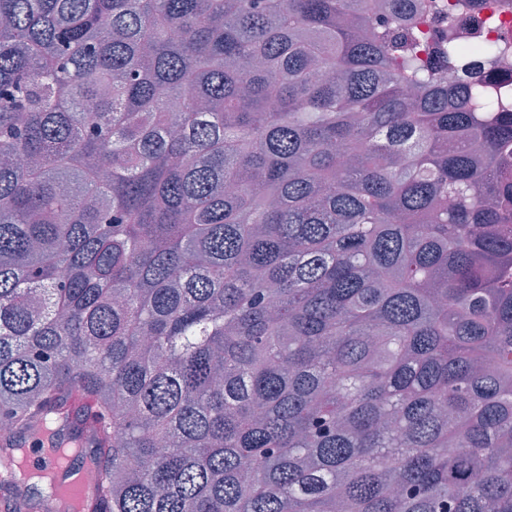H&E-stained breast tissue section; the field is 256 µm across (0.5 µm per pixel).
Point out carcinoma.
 <instances>
[{
	"mask_svg": "<svg viewBox=\"0 0 512 512\" xmlns=\"http://www.w3.org/2000/svg\"><path fill=\"white\" fill-rule=\"evenodd\" d=\"M413 2L0 0V431L91 400L104 512H512L502 46ZM457 0H420L418 14L423 20L421 30L429 38L448 36V10Z\"/></svg>",
	"mask_w": 512,
	"mask_h": 512,
	"instance_id": "carcinoma-1",
	"label": "carcinoma"
}]
</instances>
